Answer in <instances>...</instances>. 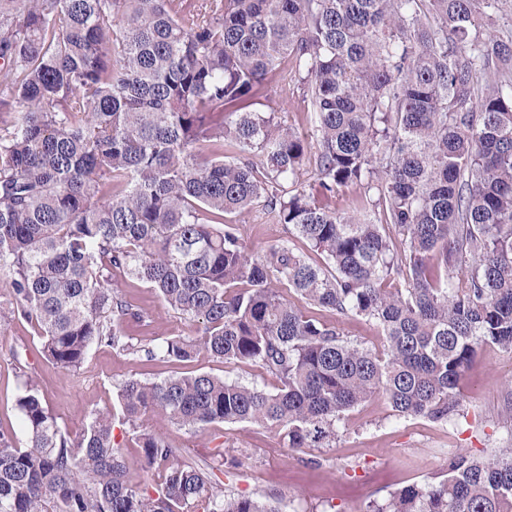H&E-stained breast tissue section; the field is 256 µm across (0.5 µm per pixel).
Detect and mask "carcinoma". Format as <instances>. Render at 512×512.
<instances>
[{
    "label": "carcinoma",
    "mask_w": 512,
    "mask_h": 512,
    "mask_svg": "<svg viewBox=\"0 0 512 512\" xmlns=\"http://www.w3.org/2000/svg\"><path fill=\"white\" fill-rule=\"evenodd\" d=\"M508 0H0V324L30 323L75 376L93 345L181 363L203 353L277 381L128 378L77 432L27 372L26 443L0 433V512H282L224 493L212 466L142 427L247 422L334 448L375 396L448 424L477 349L512 353V29ZM303 89L312 134L245 110ZM312 170L305 189L300 175ZM376 197L384 223L331 207ZM263 200L289 238L252 254L224 217ZM319 253L313 263L292 238ZM196 323L143 345L116 273ZM331 312L336 322L296 304ZM358 317L382 349L345 334ZM129 426L154 490L116 441ZM367 512H512V444L448 453Z\"/></svg>",
    "instance_id": "1"
}]
</instances>
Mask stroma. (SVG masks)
Returning a JSON list of instances; mask_svg holds the SVG:
<instances>
[{
  "mask_svg": "<svg viewBox=\"0 0 512 512\" xmlns=\"http://www.w3.org/2000/svg\"><path fill=\"white\" fill-rule=\"evenodd\" d=\"M258 111L278 112L296 131L312 127L310 105L297 85L277 87ZM237 235L255 253L288 235V228L268 220L261 208L228 218ZM116 284L127 299L146 310V322L133 336L157 343L171 336L192 337L193 322L167 310L146 285L123 277ZM35 377L40 394L58 423L77 430L85 413L111 411L116 386L122 380H158L175 372H208L218 377L257 380L274 388V379L254 366L229 365L206 355L193 361L172 363L133 357L106 346H92L79 375L70 376L43 357L41 342L32 325L15 320L0 327V430L24 443L26 432L17 399L22 389L20 370ZM512 389V354L493 346L482 347L467 369L462 384L464 415L450 427L423 419L398 418L384 398L376 397L349 412L342 436L332 448L289 451L279 448L273 434L248 423L211 424L188 432L170 426L159 415L146 426L183 448L186 457L219 464L224 458L243 459L230 478L238 494L258 496L276 493L283 512H366L370 501L442 470L449 449L495 448L508 434L498 417L508 390ZM318 465H311V458Z\"/></svg>",
  "mask_w": 512,
  "mask_h": 512,
  "instance_id": "stroma-1",
  "label": "stroma"
}]
</instances>
